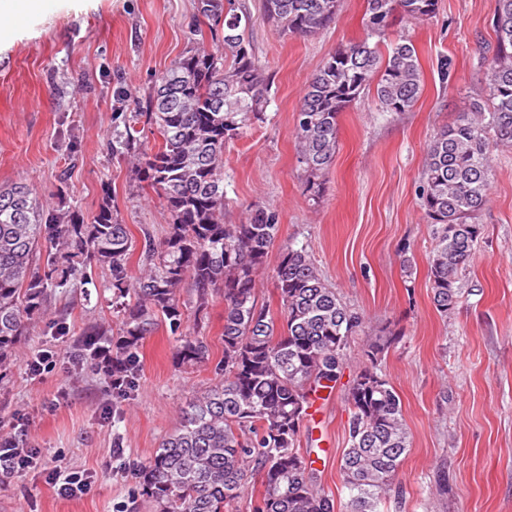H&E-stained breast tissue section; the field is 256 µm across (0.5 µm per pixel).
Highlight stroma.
<instances>
[{
  "mask_svg": "<svg viewBox=\"0 0 512 512\" xmlns=\"http://www.w3.org/2000/svg\"><path fill=\"white\" fill-rule=\"evenodd\" d=\"M253 51L273 80L264 121L224 153V221L244 223L249 209L276 208L280 231L257 297L276 305L272 273L281 245L306 246L325 282L365 319L352 337L342 377L316 401L301 448L318 451L316 474L337 505L348 494L339 461L348 446V386L367 339L400 333L381 356L382 375L399 393L410 448L381 512H512V150L492 155L489 201L476 258L454 311L434 307L427 277L431 226L418 186L433 135L463 104L484 100L483 70L492 55L495 0H439L429 20L395 19L393 34L412 40L424 79L409 112H381L373 91L341 112L337 147L319 202L305 192L292 130L304 89L324 59L364 38L365 0H342L336 20L311 36H280L262 0H245ZM195 0H44L37 15L0 37V185L26 183L47 210L94 214L104 192L132 236L129 279L142 272L144 233L163 240L168 215L141 187L128 160L112 153L124 87L147 96L154 74L189 48ZM448 59L440 81L436 66ZM416 268L405 276L403 254ZM112 273L81 266L52 294L0 369V437L40 454L27 470L0 476V512H153L131 505L124 462L148 458L179 422L186 400L215 379L224 350V298L215 294L202 333L210 362L177 368L166 325L144 340L136 386L113 395L101 364L68 366L94 326L118 329ZM64 323L65 334L54 332ZM52 355L54 369L30 378L27 361ZM87 474L89 489L64 498L48 474L56 466Z\"/></svg>",
  "mask_w": 512,
  "mask_h": 512,
  "instance_id": "obj_1",
  "label": "stroma"
}]
</instances>
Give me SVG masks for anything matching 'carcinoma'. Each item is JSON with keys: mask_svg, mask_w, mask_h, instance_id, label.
<instances>
[{"mask_svg": "<svg viewBox=\"0 0 512 512\" xmlns=\"http://www.w3.org/2000/svg\"><path fill=\"white\" fill-rule=\"evenodd\" d=\"M340 0H263L264 17L284 34L309 36L336 19ZM366 38L337 49L311 76L294 118L299 163L314 198L319 178L336 153L338 120L370 87L379 111L409 112L422 90L418 56L401 35L381 48L392 18L432 19L437 0H366ZM213 46L203 29L188 30L191 47L156 79L145 99L128 89L125 130L112 152L132 159L138 182L162 198L170 222L165 241L144 233L143 272L127 278L132 242L128 225L103 199L85 219L79 212L38 210L32 190L20 182L0 186V367L5 365L46 307L54 288H64L78 263L112 272L120 333L88 332L82 352L94 359L105 341L112 348V388L135 386L143 340L168 324L175 366L192 369L209 361L206 337L188 325L206 317L210 299L224 292V357L215 381L180 409V420L150 457L132 464V499L156 512H240L245 492L260 483L247 512H334L315 481L311 451L300 448L314 396L341 375L346 347L363 319L329 287L305 248H281L273 279L279 307L256 300L259 277L280 230L272 207L250 210L243 224L224 223V149L256 121L266 119L271 78L256 58L252 16L239 0H197ZM496 40L485 71V100L460 107L455 122L438 130L427 147L419 196L435 246L428 278L436 310L448 315L463 296L460 276L473 261L486 206L491 155L512 149V0H495ZM379 38L371 44L369 39ZM156 127L155 151L137 148L139 122ZM190 298H181L185 281ZM131 297L125 302L123 298ZM399 339L368 341L362 366L347 391L348 441L340 473L349 499L345 512H379V505L407 455L409 437L399 393L377 372L378 361Z\"/></svg>", "mask_w": 512, "mask_h": 512, "instance_id": "1", "label": "carcinoma"}]
</instances>
